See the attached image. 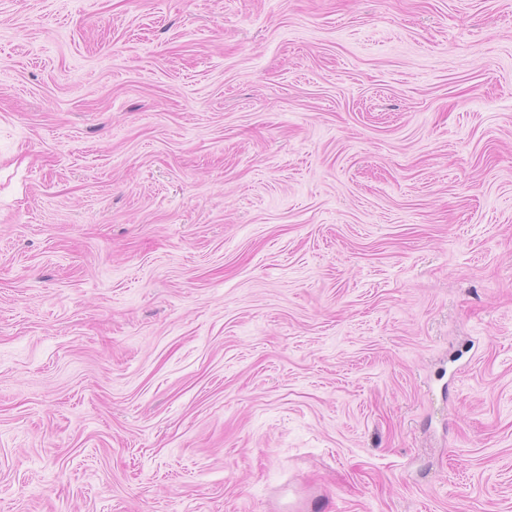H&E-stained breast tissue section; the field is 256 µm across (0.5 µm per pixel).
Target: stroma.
Instances as JSON below:
<instances>
[{
	"mask_svg": "<svg viewBox=\"0 0 512 512\" xmlns=\"http://www.w3.org/2000/svg\"><path fill=\"white\" fill-rule=\"evenodd\" d=\"M0 512H512V0H0Z\"/></svg>",
	"mask_w": 512,
	"mask_h": 512,
	"instance_id": "stroma-1",
	"label": "stroma"
}]
</instances>
